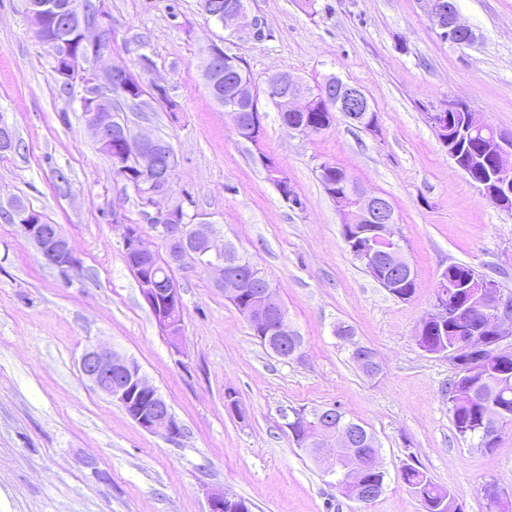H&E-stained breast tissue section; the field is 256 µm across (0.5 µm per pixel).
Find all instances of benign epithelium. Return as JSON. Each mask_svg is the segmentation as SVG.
<instances>
[{"label":"benign epithelium","instance_id":"benign-epithelium-1","mask_svg":"<svg viewBox=\"0 0 512 512\" xmlns=\"http://www.w3.org/2000/svg\"><path fill=\"white\" fill-rule=\"evenodd\" d=\"M24 7L36 24V32L43 33V22L57 19L60 7L52 0H23ZM215 24L233 30L258 29V19L249 15L245 0L230 5L224 11L210 12ZM428 17L432 24L448 38L459 35L458 45L467 48L475 41L469 25L460 16L454 0H429ZM74 29L80 37L74 41H52L54 72L61 78L64 91L76 86L84 89L80 106L94 139L107 152L113 153V167L123 173L128 183H133V172L126 169L125 160L130 158L139 170L162 172L160 185L146 194L143 208L156 236L165 243L166 255L161 257L152 248L144 232L137 224H117L123 242L124 255L130 270L140 281V292L156 324L171 340L178 343L182 334V304L180 287L173 279L159 276L158 267L182 265L189 261L195 266L207 267V274L215 287L224 291L230 301L236 300L242 289L249 287L251 278L247 272L252 264L240 256L236 249L219 239L213 222L203 215L186 217L175 205L171 176L173 156L166 154L169 143L148 133L135 134L126 126L120 113L137 100L124 66H114L101 73L85 62V52L97 42L92 35L95 28L103 26L105 13L96 8L90 14L73 11ZM328 83L336 86V95L325 96L326 107L340 114L367 132L377 128V113L365 92L342 79L331 76ZM269 96L275 98L287 112H307L312 107V96L304 83L291 75L279 76L271 83ZM458 102H450L442 110L433 113L431 122L443 141H448V113L463 112ZM464 123L471 136H484L502 163L488 167L487 178L477 185L488 194L497 206H503L512 197V134H505L483 121L474 112L464 115ZM17 142L12 126L0 117V146L10 151ZM345 231V243L351 255L366 272L383 288H396L398 281L410 280L413 270L402 248L394 240L396 223L394 210L389 201L369 191L360 183H352L348 190L337 196ZM8 217L18 224L25 235L37 247L43 261L60 269L73 268L78 264L68 237L54 224L45 222L43 215L30 207L13 205ZM391 243L387 259L381 260L372 249L373 240ZM476 302L473 308L463 310L455 298L447 293L434 297L426 320L440 325L455 317L476 318L481 322L480 331L471 336L457 337L454 352L469 353L472 361L465 369H454L457 398L470 399L477 380L475 376L486 367L512 358V291L500 287L490 278L476 280ZM252 326L262 332L268 350L275 356L283 352L284 344L291 343L289 357L298 356L302 342L298 333L288 323L286 310L276 298L274 289L256 290V304L249 316ZM354 362L374 377L381 372L376 352L369 347L353 344ZM80 370L92 384L112 401L118 403L142 429L176 440L182 436V427L171 407L159 390L141 373L136 361L101 343L88 346L80 358ZM512 426V412L500 405L492 413H485L473 423L471 432L485 437L482 451L493 453L495 433ZM287 428L293 442L303 448L324 468L336 491L348 500L369 504L373 498L356 495L347 489L362 490L366 487L364 476L380 472L376 439L338 414L329 406L309 413L299 412ZM488 497L500 512L512 508V495L495 484L487 487Z\"/></svg>","mask_w":512,"mask_h":512}]
</instances>
